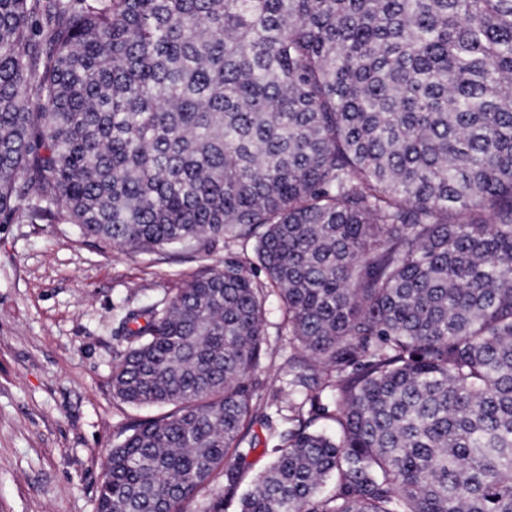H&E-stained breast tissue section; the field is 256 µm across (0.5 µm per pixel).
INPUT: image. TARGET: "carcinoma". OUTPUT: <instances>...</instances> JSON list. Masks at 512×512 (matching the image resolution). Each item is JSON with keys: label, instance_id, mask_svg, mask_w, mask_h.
I'll return each instance as SVG.
<instances>
[{"label": "carcinoma", "instance_id": "carcinoma-1", "mask_svg": "<svg viewBox=\"0 0 512 512\" xmlns=\"http://www.w3.org/2000/svg\"><path fill=\"white\" fill-rule=\"evenodd\" d=\"M255 238L132 315L96 512H512V0H0V217ZM278 296L288 428L242 492ZM224 493V478L217 474L212 482L202 488L195 498L185 505L186 512H202L213 498L221 496Z\"/></svg>", "mask_w": 512, "mask_h": 512}]
</instances>
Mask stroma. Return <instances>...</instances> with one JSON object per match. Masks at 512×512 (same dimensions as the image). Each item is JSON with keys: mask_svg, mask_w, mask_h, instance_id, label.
Here are the masks:
<instances>
[{"mask_svg": "<svg viewBox=\"0 0 512 512\" xmlns=\"http://www.w3.org/2000/svg\"><path fill=\"white\" fill-rule=\"evenodd\" d=\"M228 258L264 282L250 240L145 253L96 243L50 213L0 223V512H96L107 453L134 422L163 413L113 395L126 314L165 307ZM265 334L271 354L252 376L260 407L296 353L273 294Z\"/></svg>", "mask_w": 512, "mask_h": 512, "instance_id": "35a3bbf8", "label": "stroma"}]
</instances>
